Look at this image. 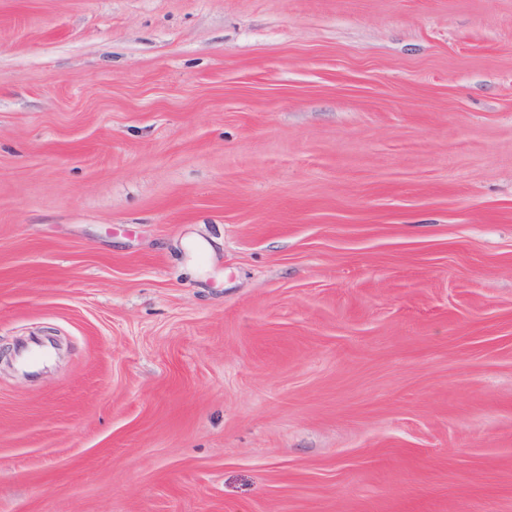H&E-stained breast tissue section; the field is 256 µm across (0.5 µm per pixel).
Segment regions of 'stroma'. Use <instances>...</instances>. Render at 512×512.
I'll list each match as a JSON object with an SVG mask.
<instances>
[{
    "instance_id": "stroma-1",
    "label": "stroma",
    "mask_w": 512,
    "mask_h": 512,
    "mask_svg": "<svg viewBox=\"0 0 512 512\" xmlns=\"http://www.w3.org/2000/svg\"><path fill=\"white\" fill-rule=\"evenodd\" d=\"M0 512H512V0H0Z\"/></svg>"
}]
</instances>
